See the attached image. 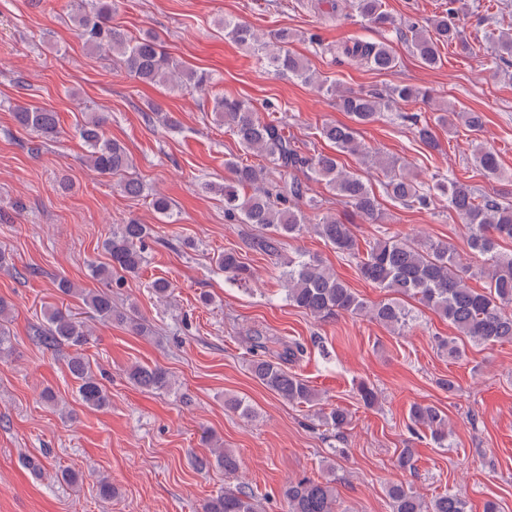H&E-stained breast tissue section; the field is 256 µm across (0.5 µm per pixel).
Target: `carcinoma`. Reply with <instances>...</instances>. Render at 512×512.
I'll return each mask as SVG.
<instances>
[{
	"label": "carcinoma",
	"instance_id": "cac0c4a2",
	"mask_svg": "<svg viewBox=\"0 0 512 512\" xmlns=\"http://www.w3.org/2000/svg\"><path fill=\"white\" fill-rule=\"evenodd\" d=\"M454 2L448 0L446 14L433 20L430 32L420 29L419 23L410 18L398 25L383 9V0H351V7L378 27L410 33L413 54L422 64L433 68L441 60V47L459 39ZM113 6V0H71L75 32L85 44L112 55L121 69L142 83L169 84L196 92L209 86L207 73L171 58L157 37L132 38L112 26ZM484 22L487 26L484 39L493 45L495 62L512 65V33L496 35L490 18H484ZM222 26L229 38L264 53L275 72L288 73L335 94L337 108L349 114L355 123L353 127L324 123L320 135L335 145L336 153L309 154L298 140L288 135L285 124L261 117L252 103L224 96L213 98L215 120L236 137L242 151L261 158L262 163L227 160L224 166L229 177L222 184H208L207 189L224 198V217L228 220L253 224L263 230V234L254 237L252 247L279 261V279L285 298L319 322H329L343 314L367 316L402 334L413 321L411 312L402 303L406 297L432 310L473 343L512 342V250L504 251L499 244L501 240L512 241V203L481 194L455 178H438L432 185L423 183L398 160L370 152L358 138L357 127L377 121L381 114L392 110L394 103H427L430 92L410 85H398L385 92L341 90L290 51L292 34L288 31L278 30L263 37L242 21L226 19ZM343 55L379 72L391 71L398 63L385 43L355 41L344 47ZM450 116L464 121L473 131L483 126L480 113L458 112L452 108L438 116L437 121L446 124ZM400 118L414 126L421 143L429 148L437 146L429 124L419 123L415 114L402 113ZM17 119L46 139L57 134L59 119L50 108L22 107ZM79 132L89 148L87 162L97 173L114 176L133 168L125 146L106 135L104 117L84 122ZM340 153L360 156L383 170V192L391 200L419 209L441 205L454 212L468 232L471 248L483 256V264L473 270L457 261L445 241L416 240L396 232H386L362 249L353 225L332 214L309 223L302 206H314V199L308 196L307 185L297 176L299 172H309L316 180L325 182L364 222L377 224L381 219V203L373 188L341 165ZM473 160L485 176L497 180L504 177L492 148L475 147ZM151 206L167 223H174L171 202L166 196L154 194ZM309 231L336 252L353 259L361 278L388 293V298L372 304L365 302L315 254L297 251L283 259L285 240L297 239ZM152 237L151 225L135 219L114 225L112 235L102 244L108 263L93 268L95 277L105 283V289L83 294L84 304L99 317L126 324L140 336L152 335L151 326L131 310L112 307V289L123 287L126 277L139 273L145 261V242ZM218 266L224 271V280L233 284L243 286L253 277L250 266L235 251L220 255ZM475 278L484 280L482 288L469 286L468 280ZM5 322L6 304L0 302V358L12 351ZM38 340L45 346L65 342L81 347L88 341V331L84 321L57 309L49 316L48 326L38 332ZM249 352L254 377L280 398L296 404L319 400L305 380L288 371V364L303 356L301 344H287L279 338L270 339L257 333ZM68 370L78 382V394L86 406L96 410L108 408L107 391L81 354L69 359ZM128 378L145 391L168 390L174 384L173 374L158 365L134 364L129 368ZM356 396L368 408L378 403L377 391L365 381L357 384ZM408 418L412 426L427 429L433 443L440 447L447 445L448 418L437 407L413 404ZM324 420L340 433L350 425L352 416L346 409L334 406L324 414ZM194 463L200 470L215 464L228 474L239 469V457L230 448H214L211 456L197 457ZM387 495L392 512H469L467 501L454 493L446 492L427 501L412 487L394 483L388 487ZM281 496L283 512H336V489L331 479L304 476L288 482ZM202 512H261V503L252 489L242 486L207 501Z\"/></svg>",
	"mask_w": 512,
	"mask_h": 512
}]
</instances>
